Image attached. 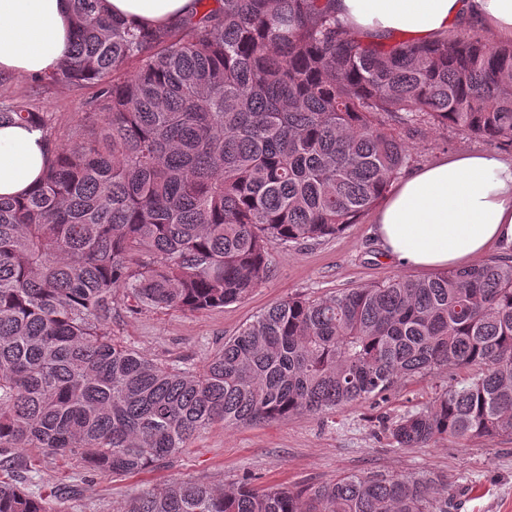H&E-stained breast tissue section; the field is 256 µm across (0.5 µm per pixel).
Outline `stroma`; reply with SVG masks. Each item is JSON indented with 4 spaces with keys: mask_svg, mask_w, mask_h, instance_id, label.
Wrapping results in <instances>:
<instances>
[{
    "mask_svg": "<svg viewBox=\"0 0 512 512\" xmlns=\"http://www.w3.org/2000/svg\"><path fill=\"white\" fill-rule=\"evenodd\" d=\"M93 87L38 81L26 75L0 79V103L24 101L52 113L53 135L70 141L86 126ZM416 166L441 157L485 150V142L456 129L423 125L405 134ZM275 273L247 299L199 312L149 310L138 314L116 304L112 332L128 345L159 361L202 365L270 305L291 296L321 297L345 288L379 283L417 269L403 270L388 260L373 235V218L349 225L336 237L274 251ZM472 367L442 368L428 376H406L387 400L365 403L322 416H297L239 428L214 427L197 438L174 463L153 471L116 478L87 477L80 468L17 451L0 478L28 475L42 490H56L63 512H115L148 486L193 480L215 487L251 476L256 486L293 489L317 486L342 473L435 477L434 491L454 504V512H512V437L492 440L440 439L423 448H396L387 422L430 402L444 388L464 383Z\"/></svg>",
    "mask_w": 512,
    "mask_h": 512,
    "instance_id": "1",
    "label": "stroma"
}]
</instances>
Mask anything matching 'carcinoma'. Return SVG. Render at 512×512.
Instances as JSON below:
<instances>
[{"label":"carcinoma","instance_id":"carcinoma-1","mask_svg":"<svg viewBox=\"0 0 512 512\" xmlns=\"http://www.w3.org/2000/svg\"><path fill=\"white\" fill-rule=\"evenodd\" d=\"M56 84L95 88L94 120L52 140L16 101L0 122L51 144L40 185L0 198V463L22 448L99 477L168 464L206 430L377 401L398 379L476 366L387 427L398 448L512 434V257L279 301L199 368L112 334V310L240 302L274 250L333 238L409 166L402 138L452 127L512 147V43L350 31L328 0H197L170 27L70 0ZM0 512H58L0 480ZM123 512H448L420 476L341 474L311 489L172 482Z\"/></svg>","mask_w":512,"mask_h":512}]
</instances>
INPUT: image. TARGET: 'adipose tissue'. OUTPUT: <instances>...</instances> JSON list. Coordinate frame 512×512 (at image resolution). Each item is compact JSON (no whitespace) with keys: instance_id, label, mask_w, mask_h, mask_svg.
Segmentation results:
<instances>
[{"instance_id":"1","label":"adipose tissue","mask_w":512,"mask_h":512,"mask_svg":"<svg viewBox=\"0 0 512 512\" xmlns=\"http://www.w3.org/2000/svg\"><path fill=\"white\" fill-rule=\"evenodd\" d=\"M107 14L133 24L172 25L195 0H103ZM352 31L435 41L465 24L512 41V0H331ZM68 0H0V75L41 76L68 49ZM51 159L34 125H0V197L29 192ZM375 235L395 263L442 269L472 263L489 245L512 246V159L493 149L441 158L403 177L374 216Z\"/></svg>"}]
</instances>
